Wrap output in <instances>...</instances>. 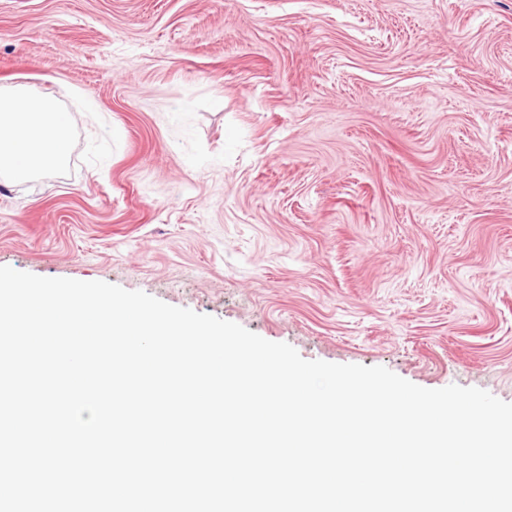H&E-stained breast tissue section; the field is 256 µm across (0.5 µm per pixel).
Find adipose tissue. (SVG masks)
Returning a JSON list of instances; mask_svg holds the SVG:
<instances>
[{
  "instance_id": "1",
  "label": "adipose tissue",
  "mask_w": 512,
  "mask_h": 512,
  "mask_svg": "<svg viewBox=\"0 0 512 512\" xmlns=\"http://www.w3.org/2000/svg\"><path fill=\"white\" fill-rule=\"evenodd\" d=\"M69 133L68 114L52 100L21 87L0 91V177L22 181L62 167Z\"/></svg>"
}]
</instances>
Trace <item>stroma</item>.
Returning a JSON list of instances; mask_svg holds the SVG:
<instances>
[{"instance_id": "stroma-1", "label": "stroma", "mask_w": 512, "mask_h": 512, "mask_svg": "<svg viewBox=\"0 0 512 512\" xmlns=\"http://www.w3.org/2000/svg\"><path fill=\"white\" fill-rule=\"evenodd\" d=\"M18 85L0 266L512 402V0H0ZM70 118L50 99L23 87L0 91V172L22 181L62 167L69 154Z\"/></svg>"}]
</instances>
